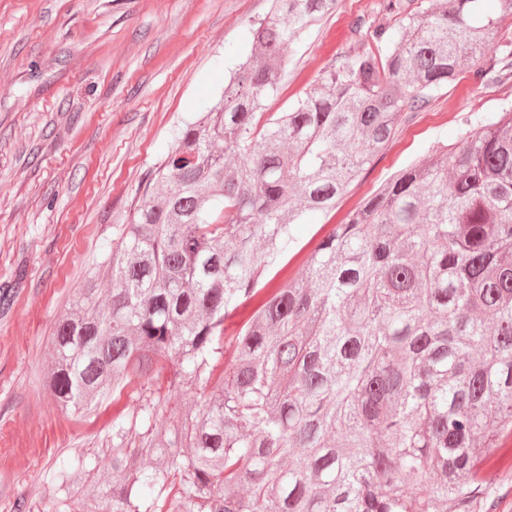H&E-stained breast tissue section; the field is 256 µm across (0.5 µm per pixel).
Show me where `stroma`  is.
<instances>
[{"mask_svg": "<svg viewBox=\"0 0 512 512\" xmlns=\"http://www.w3.org/2000/svg\"><path fill=\"white\" fill-rule=\"evenodd\" d=\"M379 2L341 0L304 33L267 111H287L360 48L357 22L389 24ZM271 10L272 0H0V288L17 291L0 317V512L54 499V462L104 447L111 411L61 409L42 385L54 323L130 223L177 129L220 100L251 52V23ZM510 105L512 79L435 91L335 210L298 219L301 247L435 143L458 142L466 119Z\"/></svg>", "mask_w": 512, "mask_h": 512, "instance_id": "stroma-1", "label": "stroma"}]
</instances>
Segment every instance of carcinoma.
Masks as SVG:
<instances>
[{"mask_svg":"<svg viewBox=\"0 0 512 512\" xmlns=\"http://www.w3.org/2000/svg\"><path fill=\"white\" fill-rule=\"evenodd\" d=\"M381 0L395 26L286 112L287 51L339 0H274L213 111L182 127L104 272L55 325L44 377L78 411L112 395L102 467L49 475L69 512H498L512 460V108L407 166L336 224L306 277L265 282L431 94L480 64L487 0ZM193 391L180 423L158 428ZM427 488L426 495L413 492Z\"/></svg>","mask_w":512,"mask_h":512,"instance_id":"cac0c4a2","label":"carcinoma"}]
</instances>
